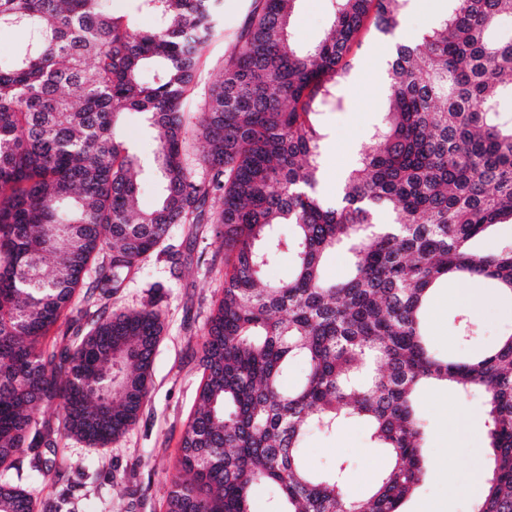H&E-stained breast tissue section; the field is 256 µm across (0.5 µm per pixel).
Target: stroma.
<instances>
[{
    "label": "stroma",
    "mask_w": 512,
    "mask_h": 512,
    "mask_svg": "<svg viewBox=\"0 0 512 512\" xmlns=\"http://www.w3.org/2000/svg\"><path fill=\"white\" fill-rule=\"evenodd\" d=\"M252 0H224V33L205 50L184 105L189 119H196L205 100L224 77V59L251 9ZM446 0H411L399 27L390 35L365 23L346 55L348 73L342 83L344 107L322 117L327 137L321 152V191L334 196L369 142L370 133L387 106V81L374 80L380 62L390 54L394 40H410L429 29L446 11ZM333 19L332 0H298L291 19L293 36L301 45L327 38ZM172 242L181 253L178 264L166 256L151 259L141 276L128 283L113 299L115 310L138 309L149 299L151 284H160L159 306L164 330L156 347L150 398L136 424L104 448H91L74 438H61L54 451L44 452L50 473L34 486L38 497L52 492L54 480H69L71 500L80 512H166L168 475L181 453V436L195 407L201 379L199 356L203 328L224 286V253L209 225L198 237L174 231ZM465 304L449 303L447 289H440L427 311L434 347L441 352L468 354L492 346L512 332V308L494 296L485 312L475 317L477 333L460 341L453 319ZM417 408L426 427V475L405 512H418L420 504L440 512H473L485 493V481L475 480L476 470H487L489 450L485 440V405L480 392L461 394L443 386L419 391ZM460 410L475 417L476 442L460 452L448 441V416ZM305 460L323 471L337 464L347 468L346 491L367 494L378 478L374 466L383 458L372 447L366 431L345 426L334 434L310 431L305 438Z\"/></svg>",
    "instance_id": "1"
}]
</instances>
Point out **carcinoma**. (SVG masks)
<instances>
[{
    "mask_svg": "<svg viewBox=\"0 0 512 512\" xmlns=\"http://www.w3.org/2000/svg\"><path fill=\"white\" fill-rule=\"evenodd\" d=\"M296 2L254 0L191 127L182 103L222 34V0H139L147 30L107 0H0V28L25 32L0 62V512H61L12 477L22 456L33 480L57 437L104 448L136 424L162 310L110 301L154 254L176 258L175 226L194 238L202 224L224 248V289L167 512H252L258 485L276 490L272 512H403L426 474L415 395L431 383L484 395L490 475L475 512H512V334L460 357L435 351L425 322L450 281L490 279L512 305V243L475 248L512 224V38L496 34L512 0H448L420 38L394 44L388 111L331 199L318 116L342 110L344 58L368 16L389 34L410 0H333L330 36L307 48L290 34ZM128 112L156 131L148 210L119 132ZM193 138L205 143L194 161ZM340 247L352 272L328 281ZM283 251L288 278L266 281ZM63 316L87 333L47 345ZM42 403L58 426L34 419ZM351 424L388 460L359 499L344 466L319 472L302 452L309 429Z\"/></svg>",
    "mask_w": 512,
    "mask_h": 512,
    "instance_id": "obj_1",
    "label": "carcinoma"
}]
</instances>
